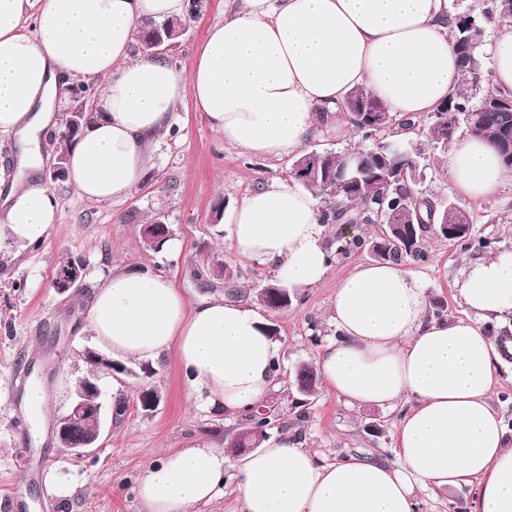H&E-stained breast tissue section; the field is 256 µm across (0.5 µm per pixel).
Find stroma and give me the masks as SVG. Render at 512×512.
Instances as JSON below:
<instances>
[{"label": "stroma", "instance_id": "35a3bbf8", "mask_svg": "<svg viewBox=\"0 0 512 512\" xmlns=\"http://www.w3.org/2000/svg\"><path fill=\"white\" fill-rule=\"evenodd\" d=\"M228 6V0H203L199 18L166 52L182 75H189L195 47L209 26L223 21ZM423 140L420 133L411 138L422 146L420 191L466 211L473 239L486 243L477 250L431 237L426 241L427 260L413 265L425 277L427 315L463 318L468 311L458 288L468 261L512 249V179L489 199L471 200L451 186L446 153L424 146ZM152 162L147 183L123 203H95L81 198L67 181L52 183L59 199L58 222L38 248H23L0 235V512H7L11 496L24 501L23 512H142L132 482L145 466L199 437L223 444L225 435L243 424L242 418L228 421L223 412L196 407L171 352L152 361L153 374L143 380L134 376L141 361H129L133 374L126 377L124 392L128 410L107 426L93 457L73 458L56 438V419L67 409L76 379L88 372L83 351L96 345L86 329V300L113 269L137 265L166 273L192 302L207 293L190 275L206 258L229 265L250 291L271 277L267 269L234 254L228 223H212L211 211L217 204L231 211L254 188L288 180L293 158L254 157L225 143L188 99L174 113L171 130L156 139ZM157 218L171 231L170 246L159 251L141 233L144 224ZM69 256L83 261V279L80 288L60 293L52 279ZM370 259L369 253L355 252L336 260L318 285L299 291L292 306L277 317L282 378L280 388L268 397L281 414L276 430L296 433L305 448L329 461L350 454L389 456L402 417L398 407L347 406L322 388L301 418L289 399L294 367L315 360L312 326L332 334L328 315L338 282ZM21 373L27 376V386H41L49 408L36 435L25 439L18 429L25 404L11 389ZM144 384L161 397L150 415L137 404ZM373 423L379 424V432H370ZM26 447L32 452L33 472L22 479L17 466ZM49 472L78 486V494L68 500L47 495L42 481Z\"/></svg>", "mask_w": 512, "mask_h": 512}]
</instances>
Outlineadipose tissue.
I'll list each match as a JSON object with an SVG mask.
<instances>
[{
    "label": "adipose tissue",
    "instance_id": "1",
    "mask_svg": "<svg viewBox=\"0 0 512 512\" xmlns=\"http://www.w3.org/2000/svg\"><path fill=\"white\" fill-rule=\"evenodd\" d=\"M186 0H0V133L21 143L26 179L0 197V226L30 247L51 232L59 201L36 174L39 134L62 123L64 84L104 80L92 123L68 149V183L97 203L128 200L152 168V144L192 98L226 143L256 157L300 154L346 94L366 89L396 117L417 118L463 80L448 0H239L199 44L189 77L163 57L133 53L136 26L180 20ZM490 83L512 97V23L491 50ZM448 179L474 200L508 177L481 135L456 134ZM320 199L292 181L258 187L234 208L235 254L295 289L331 265ZM467 319L428 317L407 264L358 265L336 287L335 329L317 349L324 385L356 407L407 410L395 458L327 463L290 432L231 462L201 438L152 461L135 479L143 512H200L234 468L242 512H417L419 493L473 485L465 512H512V436L492 401L502 354L486 332L512 321V251L471 264L459 290ZM89 328L113 359L175 352L191 398L239 415L279 385L280 345L266 318L215 295L189 303L172 278L113 270L90 296Z\"/></svg>",
    "mask_w": 512,
    "mask_h": 512
}]
</instances>
